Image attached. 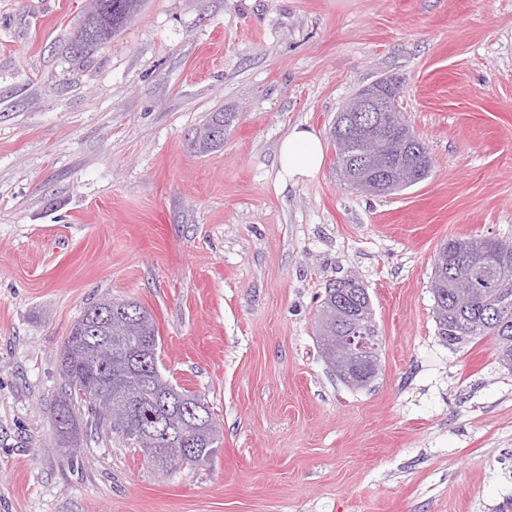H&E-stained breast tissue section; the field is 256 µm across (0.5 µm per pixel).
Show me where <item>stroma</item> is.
Wrapping results in <instances>:
<instances>
[{"label": "stroma", "instance_id": "35a3bbf8", "mask_svg": "<svg viewBox=\"0 0 512 512\" xmlns=\"http://www.w3.org/2000/svg\"><path fill=\"white\" fill-rule=\"evenodd\" d=\"M85 7L0 0V512H512V371L491 337L443 343L429 288L444 242L512 238V0H146L77 65ZM389 76L433 168L369 195L329 129ZM297 125L324 162L285 183ZM352 272L383 338L363 388L314 332ZM105 298L153 315L223 426L211 462L59 448L60 349ZM226 123L223 112L214 113L210 120L194 134V143L197 149L205 153L214 147L223 145Z\"/></svg>", "mask_w": 512, "mask_h": 512}]
</instances>
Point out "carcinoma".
Masks as SVG:
<instances>
[{"label":"carcinoma","mask_w":512,"mask_h":512,"mask_svg":"<svg viewBox=\"0 0 512 512\" xmlns=\"http://www.w3.org/2000/svg\"><path fill=\"white\" fill-rule=\"evenodd\" d=\"M143 0H91L90 8L78 19L67 53L80 60L101 50L141 11ZM226 119L216 112L199 131L195 146L205 153L224 144ZM411 142L399 159L389 141L381 143L391 163L387 172V193L402 191L426 179L433 162L425 144L403 124ZM359 127L350 112H340L330 128L336 146L340 172L352 170L361 153L356 137ZM447 265L433 274L431 293L444 301L443 311L434 313L437 335L449 346L465 347L485 336L497 346L499 363L512 370V242L496 238H455L441 245L435 258ZM471 273L478 293L469 306L457 305L452 274ZM318 336L336 335V295L325 292L317 314ZM161 338L153 316L133 301L106 298L87 307L70 327L60 351L61 396L53 412V427L60 447L79 449L83 427L79 415L95 431L115 434L127 447L162 469L181 465L197 466L212 460L219 451L220 427L213 410L200 395L173 385L162 374ZM97 372L103 383L112 384V393L138 398L141 407L136 424L153 429L157 420L171 429H182L193 442L185 453L180 440L159 439L153 448L143 445L127 424L102 415L94 395L81 391L84 380Z\"/></svg>","instance_id":"1"}]
</instances>
